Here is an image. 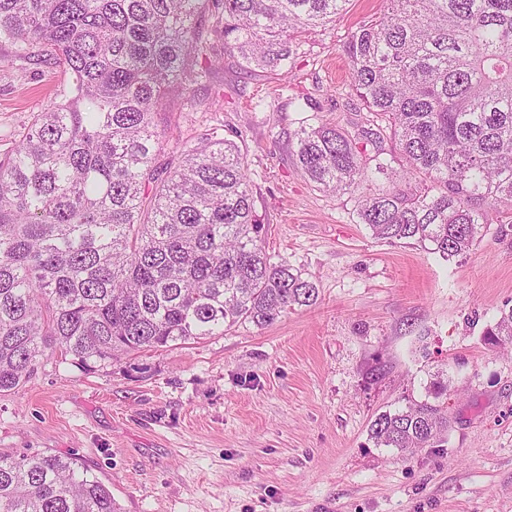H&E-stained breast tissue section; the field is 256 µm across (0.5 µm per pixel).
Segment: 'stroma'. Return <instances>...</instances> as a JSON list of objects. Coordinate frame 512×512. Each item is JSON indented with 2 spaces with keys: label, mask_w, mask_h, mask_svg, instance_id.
Segmentation results:
<instances>
[{
  "label": "stroma",
  "mask_w": 512,
  "mask_h": 512,
  "mask_svg": "<svg viewBox=\"0 0 512 512\" xmlns=\"http://www.w3.org/2000/svg\"><path fill=\"white\" fill-rule=\"evenodd\" d=\"M381 6L350 0L276 71L244 70L206 14L218 64L155 116L172 145L241 132L266 250L309 274L317 303L90 374L50 356L0 395V453L78 458L122 512H512V345L483 341L512 309V223L446 260L374 238L354 196L296 165L301 127L361 122L342 44ZM58 89L51 67L0 49V156ZM439 375L444 445L407 459L375 447V416Z\"/></svg>",
  "instance_id": "obj_1"
}]
</instances>
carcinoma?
Returning <instances> with one entry per match:
<instances>
[{
    "mask_svg": "<svg viewBox=\"0 0 512 512\" xmlns=\"http://www.w3.org/2000/svg\"><path fill=\"white\" fill-rule=\"evenodd\" d=\"M348 2L0 0V45L52 64L66 90L0 157V393L57 351L91 371L316 304L315 282L265 250L238 143L213 128L162 164L154 115L212 68L210 9L251 72L288 65L293 41ZM383 2L345 44L366 125L355 137L301 129L296 161L326 192L383 178L357 198L359 222L449 260L512 210V0ZM504 340L512 309L484 333L487 345ZM444 395L441 384L432 402L378 414L375 446L405 457L439 447ZM0 512L120 508L76 459L39 452L0 454Z\"/></svg>",
    "mask_w": 512,
    "mask_h": 512,
    "instance_id": "cac0c4a2",
    "label": "carcinoma"
}]
</instances>
